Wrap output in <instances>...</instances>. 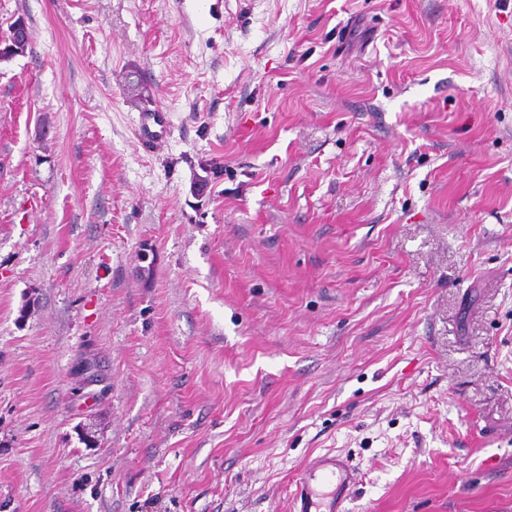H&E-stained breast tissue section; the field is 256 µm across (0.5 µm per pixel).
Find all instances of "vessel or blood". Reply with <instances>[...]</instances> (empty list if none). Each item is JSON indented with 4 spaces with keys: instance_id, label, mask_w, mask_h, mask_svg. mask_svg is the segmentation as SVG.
Returning <instances> with one entry per match:
<instances>
[{
    "instance_id": "b4317fda",
    "label": "vessel or blood",
    "mask_w": 512,
    "mask_h": 512,
    "mask_svg": "<svg viewBox=\"0 0 512 512\" xmlns=\"http://www.w3.org/2000/svg\"><path fill=\"white\" fill-rule=\"evenodd\" d=\"M167 126L165 113L147 114L139 127V137L144 144L156 143L163 138ZM318 481L335 486L326 512H343L342 504L352 488V470L349 463L339 456L321 457L300 474L291 494L294 512H313L316 506L314 484Z\"/></svg>"
}]
</instances>
